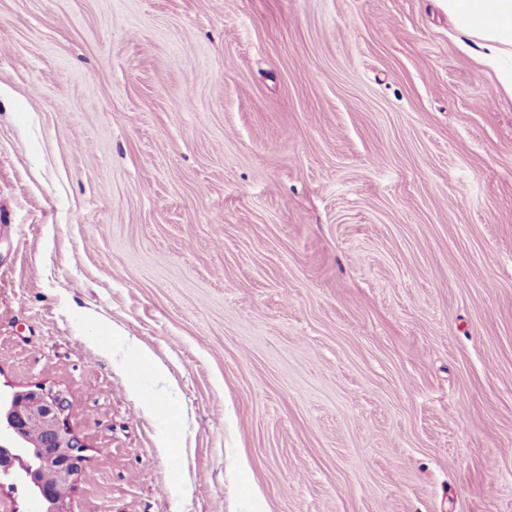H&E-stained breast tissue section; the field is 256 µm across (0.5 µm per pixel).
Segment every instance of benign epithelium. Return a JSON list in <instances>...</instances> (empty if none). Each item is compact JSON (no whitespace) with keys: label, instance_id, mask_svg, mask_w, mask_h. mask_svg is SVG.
Listing matches in <instances>:
<instances>
[{"label":"benign epithelium","instance_id":"1","mask_svg":"<svg viewBox=\"0 0 512 512\" xmlns=\"http://www.w3.org/2000/svg\"><path fill=\"white\" fill-rule=\"evenodd\" d=\"M63 399L41 389L0 391V478L21 484L38 503V512H65L55 494L72 485L84 456L61 416ZM40 425L42 439L32 441L29 426Z\"/></svg>","mask_w":512,"mask_h":512}]
</instances>
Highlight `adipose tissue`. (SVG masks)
Returning a JSON list of instances; mask_svg holds the SVG:
<instances>
[{"label": "adipose tissue", "instance_id": "ef3b65f1", "mask_svg": "<svg viewBox=\"0 0 512 512\" xmlns=\"http://www.w3.org/2000/svg\"><path fill=\"white\" fill-rule=\"evenodd\" d=\"M456 30L472 39L482 63L512 89V0H442Z\"/></svg>", "mask_w": 512, "mask_h": 512}]
</instances>
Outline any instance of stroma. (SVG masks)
<instances>
[{"mask_svg":"<svg viewBox=\"0 0 512 512\" xmlns=\"http://www.w3.org/2000/svg\"><path fill=\"white\" fill-rule=\"evenodd\" d=\"M459 40L0 0V388L64 397L68 512H512V93Z\"/></svg>","mask_w":512,"mask_h":512,"instance_id":"1","label":"stroma"}]
</instances>
